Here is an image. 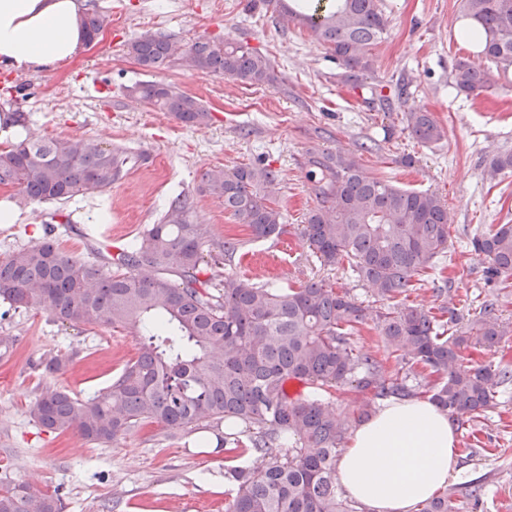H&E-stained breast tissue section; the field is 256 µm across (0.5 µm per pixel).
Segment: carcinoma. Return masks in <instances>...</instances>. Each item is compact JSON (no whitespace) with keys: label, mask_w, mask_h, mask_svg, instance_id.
<instances>
[{"label":"carcinoma","mask_w":512,"mask_h":512,"mask_svg":"<svg viewBox=\"0 0 512 512\" xmlns=\"http://www.w3.org/2000/svg\"><path fill=\"white\" fill-rule=\"evenodd\" d=\"M306 26L358 85L373 73L372 51L389 29L383 0H309L292 8L264 0ZM465 17L482 35L481 55L512 68V0H463ZM109 23L93 9L84 19L91 37ZM141 66L159 71L178 63L188 70L275 83L269 59L238 41L199 38L184 52L164 34L141 35L127 44ZM451 85L467 95L489 88L488 73L468 60L456 62ZM129 94L171 113L188 127L212 120L195 97L157 81L137 83ZM386 112L403 110L405 129L420 142L437 143L443 128L432 113L408 105L407 92L377 94ZM132 162L127 151L88 139L25 135L0 152V187L17 189L19 205L67 202L103 193ZM307 177L317 206L299 230L324 266L344 262L387 305L374 308L323 280L299 288L256 283L236 274L199 279L203 231L194 203L176 196L156 224L115 257L89 262L46 240L0 261V297L18 308H45L63 323L137 331L138 355L113 382L87 399L47 386L29 409L49 431H75L104 444L148 424L171 429L224 426L219 447L240 448L253 464L224 477L235 494L224 512H357L336 482V465L351 430L368 420L378 401L426 396L463 426L498 405V388L512 368L466 365L465 353L492 349L512 336L496 306L481 304L462 322L397 301L415 287L448 250V207L429 191L399 187L370 172L361 158L342 150L310 151ZM512 173V151L494 156L490 179ZM205 190L256 239L288 233L277 205L278 172L241 165L204 172ZM489 258L488 281L512 280V224H498L472 239ZM374 324L378 351L358 350L352 336ZM395 360L393 370L385 363ZM422 366L431 379L418 378ZM363 394L342 418L335 403L345 392ZM288 448L281 455L278 448ZM484 487L450 489L417 512H474ZM0 512H63L55 494L23 482L0 483Z\"/></svg>","instance_id":"carcinoma-1"}]
</instances>
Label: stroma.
Returning <instances> with one entry per match:
<instances>
[{
	"mask_svg": "<svg viewBox=\"0 0 512 512\" xmlns=\"http://www.w3.org/2000/svg\"><path fill=\"white\" fill-rule=\"evenodd\" d=\"M86 6L110 17L103 34L53 71L0 67V110L10 108L19 86L36 85L22 103L30 131L93 138L125 149L137 162L103 193L13 206L15 222L0 223V260L48 239L66 254L91 259L94 243L121 248L185 193L213 258L200 280L235 273L297 288L322 279L376 307L380 300L368 284L346 267L321 266L297 232L317 204L306 153L338 148L360 153L377 176L435 192L448 206V253L423 275L408 303L444 306L468 319L490 301L512 321V285L486 284L489 259L471 245L475 235L512 224V174L493 181L484 176L493 155L512 150V69L489 66L490 86L476 96L450 87L457 59H479L456 35L460 0H383L389 33L373 51L374 73L364 89L340 82L338 61L311 32L267 11L261 0H86ZM159 33L183 46L201 37L244 41L269 58L278 80L257 87L178 66L146 70L126 44ZM143 80L197 97L212 122L188 127L129 96L128 87ZM371 86L387 95L407 87L443 128V139L423 144L403 132L402 112L382 111L368 98ZM259 160L282 178L277 199L291 230L278 238L253 239L223 201L203 189L208 168ZM88 226L100 230L99 240L83 237ZM229 237L241 241L242 250L224 262L218 246ZM0 336L11 339L0 346V481L58 492L64 512H224L231 493L224 473L234 455L217 448L213 430L154 425L93 444L73 431H47L30 417L46 386L82 399L108 387L136 354L132 331L70 325L46 309H18L0 299ZM50 359L60 363L56 372L44 369ZM457 440L463 469L450 486L482 481L477 512H512V382L501 387L485 418L458 428Z\"/></svg>",
	"mask_w": 512,
	"mask_h": 512,
	"instance_id": "1",
	"label": "stroma"
}]
</instances>
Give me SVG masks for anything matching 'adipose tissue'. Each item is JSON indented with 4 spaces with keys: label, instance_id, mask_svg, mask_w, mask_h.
<instances>
[{
    "label": "adipose tissue",
    "instance_id": "ef3b65f1",
    "mask_svg": "<svg viewBox=\"0 0 512 512\" xmlns=\"http://www.w3.org/2000/svg\"><path fill=\"white\" fill-rule=\"evenodd\" d=\"M82 0H0V64L40 73L84 49ZM460 453L446 413L425 399L386 401L352 433L336 468L367 512H414L445 489Z\"/></svg>",
    "mask_w": 512,
    "mask_h": 512
}]
</instances>
